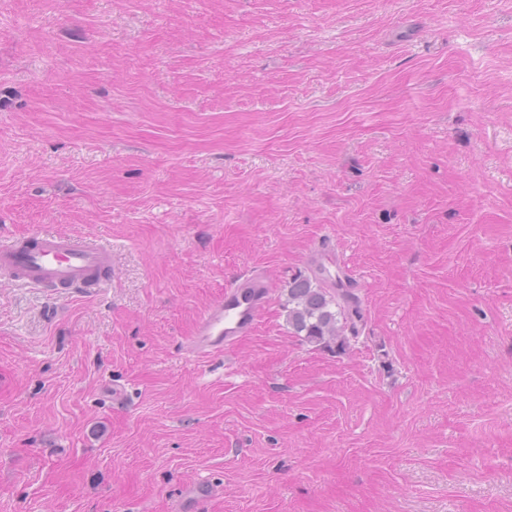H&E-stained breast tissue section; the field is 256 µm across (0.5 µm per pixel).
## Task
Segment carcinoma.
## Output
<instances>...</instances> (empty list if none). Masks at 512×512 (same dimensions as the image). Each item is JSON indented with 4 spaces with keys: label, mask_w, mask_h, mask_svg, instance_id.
<instances>
[{
    "label": "carcinoma",
    "mask_w": 512,
    "mask_h": 512,
    "mask_svg": "<svg viewBox=\"0 0 512 512\" xmlns=\"http://www.w3.org/2000/svg\"><path fill=\"white\" fill-rule=\"evenodd\" d=\"M362 313L349 288L336 289V296L310 277H299L288 286L287 321L294 333L310 343L347 344L345 329L356 332Z\"/></svg>",
    "instance_id": "cac0c4a2"
}]
</instances>
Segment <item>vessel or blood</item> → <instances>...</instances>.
Listing matches in <instances>:
<instances>
[{"mask_svg": "<svg viewBox=\"0 0 512 512\" xmlns=\"http://www.w3.org/2000/svg\"><path fill=\"white\" fill-rule=\"evenodd\" d=\"M112 268V249L91 236L66 235L48 229L0 245V270L33 288L66 296L105 287ZM269 284L261 277L238 276L198 319L190 346L199 355L224 351L251 333L268 304ZM214 485L205 479L185 486L174 512H201L213 499Z\"/></svg>", "mask_w": 512, "mask_h": 512, "instance_id": "b4317fda", "label": "vessel or blood"}]
</instances>
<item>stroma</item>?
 <instances>
[{"label":"stroma","instance_id":"35a3bbf8","mask_svg":"<svg viewBox=\"0 0 512 512\" xmlns=\"http://www.w3.org/2000/svg\"><path fill=\"white\" fill-rule=\"evenodd\" d=\"M43 227L112 282L0 271V512H512V0H0V242ZM317 255L342 351L286 321ZM269 283L263 277L237 276L198 319L190 341L199 355L224 352L251 333L268 304ZM214 485L206 480H198L185 486L173 505L174 512H202L203 506L213 499Z\"/></svg>","mask_w":512,"mask_h":512}]
</instances>
